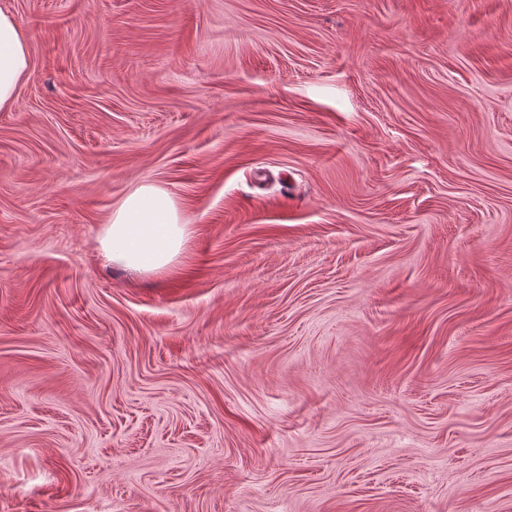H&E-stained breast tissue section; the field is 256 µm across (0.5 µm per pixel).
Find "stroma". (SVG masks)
I'll list each match as a JSON object with an SVG mask.
<instances>
[{
	"mask_svg": "<svg viewBox=\"0 0 512 512\" xmlns=\"http://www.w3.org/2000/svg\"><path fill=\"white\" fill-rule=\"evenodd\" d=\"M0 9V512H512V0ZM29 67L26 37L11 14L0 9V111L16 106ZM189 233L172 195L145 183L115 208L99 242L112 265L142 274L164 273L174 268Z\"/></svg>",
	"mask_w": 512,
	"mask_h": 512,
	"instance_id": "obj_1",
	"label": "stroma"
}]
</instances>
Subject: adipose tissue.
<instances>
[{
  "label": "adipose tissue",
  "mask_w": 512,
  "mask_h": 512,
  "mask_svg": "<svg viewBox=\"0 0 512 512\" xmlns=\"http://www.w3.org/2000/svg\"><path fill=\"white\" fill-rule=\"evenodd\" d=\"M29 67L26 37L11 14L0 9V111L15 107ZM189 233L172 195L145 183L115 208L100 245L112 265L142 274L164 273L174 268Z\"/></svg>",
  "instance_id": "1"
}]
</instances>
